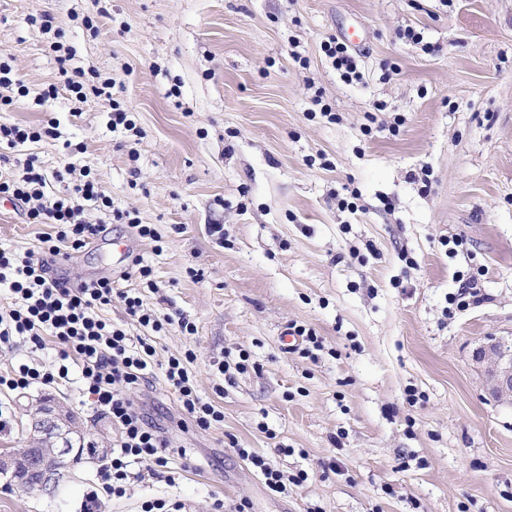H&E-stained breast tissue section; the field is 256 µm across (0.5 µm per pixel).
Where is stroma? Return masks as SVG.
<instances>
[{
    "label": "stroma",
    "mask_w": 512,
    "mask_h": 512,
    "mask_svg": "<svg viewBox=\"0 0 512 512\" xmlns=\"http://www.w3.org/2000/svg\"><path fill=\"white\" fill-rule=\"evenodd\" d=\"M45 12L73 51L66 63L29 22ZM344 33L362 41V82H343L323 51ZM0 58L31 91L0 123H57L56 138L0 162V177L19 176L30 153L49 174L87 165L113 208L155 225L157 242L109 224L64 261L65 277L112 278L157 315L193 322L192 336L151 333L155 360L193 350L199 395L224 411L206 432L181 425L156 370L130 396L191 460L172 459L174 482L148 476L103 497L102 512L155 498L183 512L218 499L248 512H512V405L488 396L473 360L488 337L512 340V0H0ZM64 68L112 78L135 130H112L96 98L76 103ZM52 84L56 98L35 105ZM317 97L338 122L315 114ZM66 141L83 152L63 156ZM353 194L357 211L339 208ZM44 230L14 203L0 211V251L39 253ZM458 234L470 255L446 254L442 239ZM472 266L484 300L445 316ZM294 323L321 340L315 357L287 349ZM242 351L251 368L225 382L213 363ZM81 387L0 391V451L31 445L28 412L49 396L113 446L118 427ZM240 446L307 481L271 494ZM98 469L73 465L50 496L0 480V512H81Z\"/></svg>",
    "instance_id": "1"
}]
</instances>
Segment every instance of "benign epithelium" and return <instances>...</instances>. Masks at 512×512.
Returning a JSON list of instances; mask_svg holds the SVG:
<instances>
[{
	"instance_id": "obj_1",
	"label": "benign epithelium",
	"mask_w": 512,
	"mask_h": 512,
	"mask_svg": "<svg viewBox=\"0 0 512 512\" xmlns=\"http://www.w3.org/2000/svg\"><path fill=\"white\" fill-rule=\"evenodd\" d=\"M473 357L484 367L487 393L498 401L512 403V348L491 337L474 351ZM59 411L58 404L53 411H45L39 405L30 413V427L40 453L39 468L43 472L39 490L46 495L53 494L70 477L67 460L72 441L69 431L56 420Z\"/></svg>"
}]
</instances>
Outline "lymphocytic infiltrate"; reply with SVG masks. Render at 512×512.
I'll list each match as a JSON object with an SVG mask.
<instances>
[{"instance_id": "f902f5d3", "label": "lymphocytic infiltrate", "mask_w": 512, "mask_h": 512, "mask_svg": "<svg viewBox=\"0 0 512 512\" xmlns=\"http://www.w3.org/2000/svg\"><path fill=\"white\" fill-rule=\"evenodd\" d=\"M52 178L62 181L64 187L50 198L46 189ZM0 197L27 204L29 220L50 228L41 238L44 255L40 259L0 251V286H7L14 299L9 309L0 310V345L20 338L39 348L48 336L60 344L56 363L19 365L10 375L0 374V388L23 391L36 385L51 387L68 381L71 368H78L84 391L120 429L109 462L98 472L104 494H125L128 484L167 468L172 443L136 411L127 396L128 390L148 380L154 366V346L145 338H131L121 326L102 319L98 310L117 299L129 316L152 331L174 324L191 335L196 328L182 316L158 322L144 309L139 296L113 289L110 278L73 285L47 277L46 271L59 258L62 245L81 250L104 232L107 221L127 224L143 238H156L157 231L130 213L113 209L111 199L91 174L68 183L62 172L47 176L34 155L27 158L19 178L0 181ZM193 358L190 351L170 356L164 374L179 397L186 423L206 431L223 422L224 412L199 395L188 369Z\"/></svg>"}]
</instances>
